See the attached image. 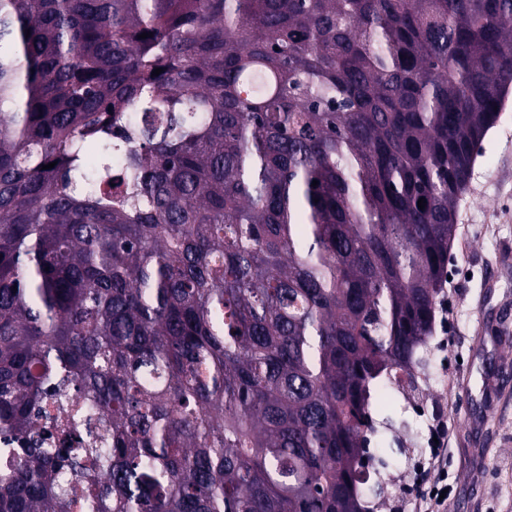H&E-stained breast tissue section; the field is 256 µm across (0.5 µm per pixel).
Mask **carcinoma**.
<instances>
[{"mask_svg":"<svg viewBox=\"0 0 512 512\" xmlns=\"http://www.w3.org/2000/svg\"><path fill=\"white\" fill-rule=\"evenodd\" d=\"M511 93L512 0H0V512H364Z\"/></svg>","mask_w":512,"mask_h":512,"instance_id":"1","label":"carcinoma"}]
</instances>
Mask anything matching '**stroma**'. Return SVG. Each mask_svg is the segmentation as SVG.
I'll use <instances>...</instances> for the list:
<instances>
[{
	"instance_id": "obj_1",
	"label": "stroma",
	"mask_w": 512,
	"mask_h": 512,
	"mask_svg": "<svg viewBox=\"0 0 512 512\" xmlns=\"http://www.w3.org/2000/svg\"><path fill=\"white\" fill-rule=\"evenodd\" d=\"M442 287L456 343L440 327L413 380L371 407L366 457L376 479L363 497L391 512L429 448L433 420L447 423L452 512H512V99L484 139L457 207L456 239Z\"/></svg>"
}]
</instances>
